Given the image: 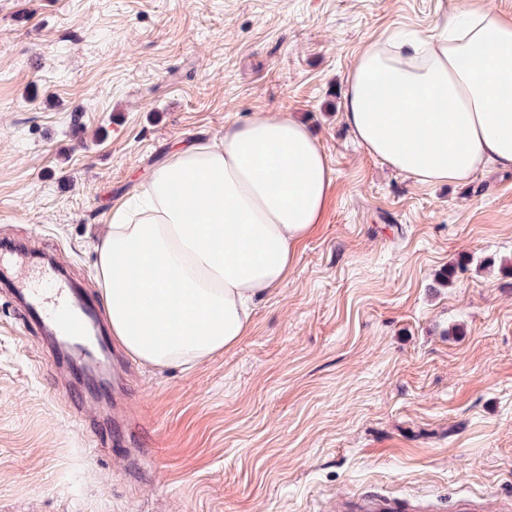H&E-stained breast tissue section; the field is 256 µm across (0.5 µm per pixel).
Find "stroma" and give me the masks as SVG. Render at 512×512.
<instances>
[{"mask_svg": "<svg viewBox=\"0 0 512 512\" xmlns=\"http://www.w3.org/2000/svg\"><path fill=\"white\" fill-rule=\"evenodd\" d=\"M466 2L0 0V245L50 255L86 293L113 208L180 142L288 113L335 175L247 336L190 370L113 346L111 401L82 421L66 363L0 286V512L512 501V173L417 183L341 115L361 51L442 31Z\"/></svg>", "mask_w": 512, "mask_h": 512, "instance_id": "stroma-1", "label": "stroma"}]
</instances>
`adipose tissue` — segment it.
Returning <instances> with one entry per match:
<instances>
[{"label": "adipose tissue", "instance_id": "obj_1", "mask_svg": "<svg viewBox=\"0 0 512 512\" xmlns=\"http://www.w3.org/2000/svg\"><path fill=\"white\" fill-rule=\"evenodd\" d=\"M343 119L370 153L421 184L512 172V19L469 0L447 37L376 43L347 76ZM334 171L279 113L181 143L97 248L113 336L141 363L192 368L246 336L322 223Z\"/></svg>", "mask_w": 512, "mask_h": 512}]
</instances>
